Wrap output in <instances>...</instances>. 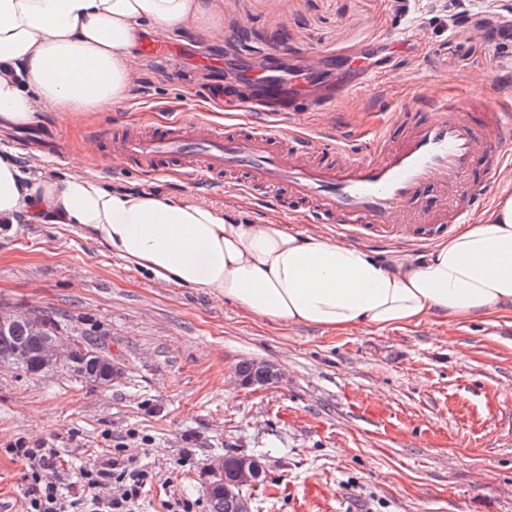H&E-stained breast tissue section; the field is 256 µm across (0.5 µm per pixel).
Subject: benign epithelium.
Segmentation results:
<instances>
[{"instance_id": "7a95c632", "label": "benign epithelium", "mask_w": 512, "mask_h": 512, "mask_svg": "<svg viewBox=\"0 0 512 512\" xmlns=\"http://www.w3.org/2000/svg\"><path fill=\"white\" fill-rule=\"evenodd\" d=\"M16 325L27 328L28 343L22 352L0 354V372L18 373L24 361L29 359L42 371L63 367L77 377L93 378L100 387L112 384L116 372L110 355L68 331L47 330L44 320L33 309L0 303V330ZM204 469L210 477L205 488L209 497L218 490L228 495L233 487L240 491L257 484L265 466L253 455L228 452L208 459Z\"/></svg>"}]
</instances>
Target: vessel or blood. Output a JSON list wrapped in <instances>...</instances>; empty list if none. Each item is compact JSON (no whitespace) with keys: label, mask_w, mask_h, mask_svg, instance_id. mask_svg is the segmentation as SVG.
<instances>
[{"label":"vessel or blood","mask_w":512,"mask_h":512,"mask_svg":"<svg viewBox=\"0 0 512 512\" xmlns=\"http://www.w3.org/2000/svg\"><path fill=\"white\" fill-rule=\"evenodd\" d=\"M262 118L247 130L230 133L197 118L149 134L122 132L112 137V158L153 173L173 164L194 183L223 181L248 203L273 197L280 214L306 207L320 223L365 228L378 237L426 243L448 225L464 223L472 210L460 187L476 156L488 175L505 163L501 152L512 141V110L493 95L430 93L397 108L364 146L352 144L335 122L318 133L281 123L298 105L286 98L269 64ZM348 89L362 91L385 77V66L366 56L350 63ZM439 187L444 202L424 212L422 190Z\"/></svg>","instance_id":"obj_1"}]
</instances>
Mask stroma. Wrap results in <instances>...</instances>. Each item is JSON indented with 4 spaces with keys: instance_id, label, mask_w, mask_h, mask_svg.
<instances>
[{
    "instance_id": "obj_1",
    "label": "stroma",
    "mask_w": 512,
    "mask_h": 512,
    "mask_svg": "<svg viewBox=\"0 0 512 512\" xmlns=\"http://www.w3.org/2000/svg\"><path fill=\"white\" fill-rule=\"evenodd\" d=\"M466 5L470 21L455 27L451 0H207L179 53L132 63L121 103L78 118L43 109L38 127L56 135L59 155L25 153L18 128L0 129V148L22 172L49 176L74 173L103 130L203 118L235 131L254 115L227 109L222 91L255 84L265 53L281 52L286 95L332 100L349 78L344 56L382 54L408 28L426 46L395 55L384 83L331 107L353 139L367 141L385 113L426 92L492 87L512 106V38L487 36L512 0ZM87 166L113 188L313 229L306 210L248 206L174 166L154 176L104 152ZM0 301L67 313L101 336L118 371L106 388L65 371L0 373V504L11 512H22L27 486L8 452L20 439L57 452L52 478L69 491L103 449L138 459L156 475L140 512H165L173 495L203 505L204 465L229 451L266 466L265 481L244 491L251 512H512V315L366 332L281 325L160 281L76 227L40 222L0 224ZM255 360L282 379L234 384Z\"/></svg>"
}]
</instances>
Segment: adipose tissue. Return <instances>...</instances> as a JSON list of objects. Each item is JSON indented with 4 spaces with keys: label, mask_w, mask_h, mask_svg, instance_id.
I'll use <instances>...</instances> for the list:
<instances>
[{
    "label": "adipose tissue",
    "mask_w": 512,
    "mask_h": 512,
    "mask_svg": "<svg viewBox=\"0 0 512 512\" xmlns=\"http://www.w3.org/2000/svg\"><path fill=\"white\" fill-rule=\"evenodd\" d=\"M204 0H0V127L36 105L81 116L121 102L144 27L188 30ZM76 226L154 277L235 302L262 319L325 329L512 313V197L416 260L225 208L114 189L91 173L24 174L0 152V223Z\"/></svg>",
    "instance_id": "obj_1"
}]
</instances>
